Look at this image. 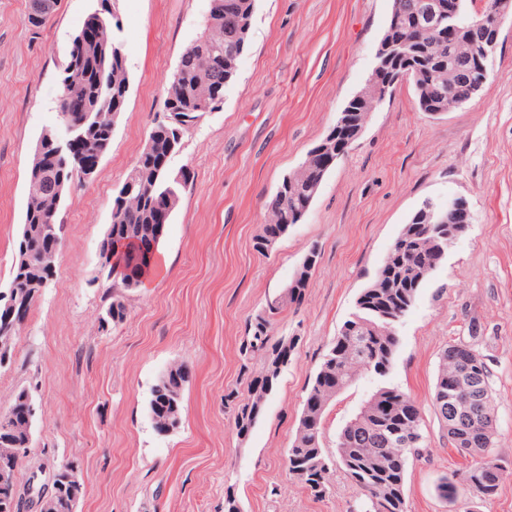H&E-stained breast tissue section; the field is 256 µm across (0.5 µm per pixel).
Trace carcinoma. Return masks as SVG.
Instances as JSON below:
<instances>
[{
  "instance_id": "cac0c4a2",
  "label": "carcinoma",
  "mask_w": 512,
  "mask_h": 512,
  "mask_svg": "<svg viewBox=\"0 0 512 512\" xmlns=\"http://www.w3.org/2000/svg\"><path fill=\"white\" fill-rule=\"evenodd\" d=\"M439 0H393V10L380 45L415 37L417 26L434 17L428 11ZM58 0H29L27 22L40 27L56 10ZM255 0H210V9L202 35L182 54L178 67L166 87L165 111L174 115L172 122H159L150 132L153 149L142 152L117 189L112 210V236L132 244V253L124 257L125 267H112V254L103 255L106 278L125 291L140 288L142 275L151 265L160 237L158 224H167L180 202V193L190 180L187 169L182 181L169 168L171 157L181 146L184 130L206 112L211 104L223 101L224 89L234 79L238 61L249 43ZM406 54L389 52L386 71L380 79V93L349 100L339 118L352 128L374 111L403 79L412 82L418 108L434 114L448 88L423 87L429 71L464 72L470 85L486 78L487 61L465 59L467 48H457L444 40L410 44ZM62 93L59 110L67 113L80 133L78 152L100 158L108 150L113 133V113L125 109L129 93L126 54L112 48V31L97 41L72 39L60 69ZM42 153H33L28 199L21 224L9 287L24 296L23 306L30 310L37 298L36 283L53 275L57 258L46 249L51 235L61 236L58 221L66 195L82 181L75 173L76 153L56 154V144L42 134L37 140ZM311 166L307 177L309 191H300L282 180L267 206L264 232L255 249L267 252L289 228L299 223L309 211L318 188L328 171L323 163L305 157ZM464 224H425L423 209L416 210L372 282L362 290L355 311L342 324L328 352L324 355L304 401L295 438L288 448V473L313 495L326 492L329 459L322 443V424L326 408L336 395L351 387L361 377H370L376 388L367 399L366 418L348 421L336 439L339 461L352 482L363 492L359 512H406L404 494L408 460L420 455L423 443L400 447L398 431L422 434V413L411 398L388 381L398 345L397 326L414 305L420 288L441 265L446 251L433 245V237L444 234L448 244L461 236ZM314 266L299 268L300 278L286 300L270 302L264 313L255 317L254 332L248 349L266 359L265 375L254 380L247 403L239 407L235 429L247 436L262 415L265 401L273 390L281 366L288 363L293 343H271L270 329L274 315L287 304H298L307 288ZM127 316L125 296L112 295V302L99 318V329L122 323ZM442 366L459 360L471 365L481 376L484 391V415L488 425L461 424L448 430V411L440 398L448 395V374L441 372L432 397L433 412L445 429L448 445L469 456L474 464L457 481L443 479L438 485L441 497L452 502L491 497L499 485L502 460L492 451L494 405L489 367L475 345L459 340L441 354ZM189 369L184 363L167 369L152 388L148 413L156 431L164 424L181 422V392ZM26 441L22 424L13 423L0 412V474L16 475L26 455L20 448ZM48 499L58 502L55 512H68L64 501L71 500L67 482L57 474Z\"/></svg>"
}]
</instances>
